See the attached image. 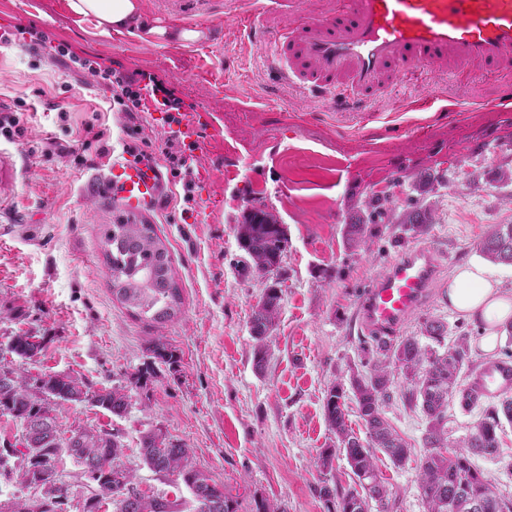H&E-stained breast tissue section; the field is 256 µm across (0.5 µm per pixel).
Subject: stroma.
I'll return each mask as SVG.
<instances>
[{"label":"stroma","mask_w":512,"mask_h":512,"mask_svg":"<svg viewBox=\"0 0 512 512\" xmlns=\"http://www.w3.org/2000/svg\"><path fill=\"white\" fill-rule=\"evenodd\" d=\"M142 5L146 20L172 29L191 21L207 31L206 40L105 34L74 17L66 0H0V31L35 27L78 55L164 76L204 113L195 209L182 213L181 188L170 184L167 201L142 215L173 257L180 311L154 324L131 315L109 289L101 227L122 211L108 195L88 194L106 160L82 142L85 124L96 118L120 137L117 115L90 77L35 64L18 43H0V106L24 100L28 128L26 137L0 138V157L14 168L0 192V353L12 336L31 331L44 338L31 373L67 374L94 391L126 388L131 407L124 417L85 402L58 403L54 414L64 432L119 430L121 461L147 497H190L139 454L142 435L159 429L189 448L193 463L239 502L240 512L261 501L280 512H325L320 481L347 488L353 475L342 458L327 474L314 465L336 443L323 415L324 392L364 362L372 338L359 323V300L402 251L430 248L437 286L401 336H421L424 320H443L450 336L468 338L479 366L501 359L511 342L502 330L499 349L484 351L483 324L450 311L446 292L451 273L470 263L485 264L512 292V265L484 262L477 250L495 225L512 224V101L500 100L512 67L397 64L385 76L386 91L364 95L361 110L349 114L311 92L307 65L296 64L300 78L293 82L274 74L288 58L242 28L248 0ZM423 96L433 100L432 110L404 109L407 99ZM455 102L463 110L452 120L443 108ZM53 140L68 143L73 155L49 152ZM423 175L434 179L426 194L417 188ZM376 196L382 202L363 241L349 243L346 224L357 205ZM420 207L433 215L424 235L405 224ZM254 208L287 230V252L268 277L240 273L236 226ZM271 285L282 291L281 308L259 370L249 320ZM157 343L175 349L179 363L155 359ZM385 416L411 450L402 467L379 461L396 510L427 512L417 482L427 420L398 390ZM473 462L512 496V425L500 456ZM57 470L70 487L64 512H83L97 485L69 456Z\"/></svg>","instance_id":"obj_1"}]
</instances>
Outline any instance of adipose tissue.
Here are the masks:
<instances>
[{
	"label": "adipose tissue",
	"mask_w": 512,
	"mask_h": 512,
	"mask_svg": "<svg viewBox=\"0 0 512 512\" xmlns=\"http://www.w3.org/2000/svg\"><path fill=\"white\" fill-rule=\"evenodd\" d=\"M72 15L95 19L102 32L131 28L151 37L168 36V28L148 24L143 18L141 0H67ZM448 305L458 314L479 320L487 327L482 338L485 351L497 344V329L512 320V296L502 291L478 265L462 266L448 281Z\"/></svg>",
	"instance_id": "adipose-tissue-1"
}]
</instances>
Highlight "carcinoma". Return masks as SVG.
<instances>
[{
	"mask_svg": "<svg viewBox=\"0 0 512 512\" xmlns=\"http://www.w3.org/2000/svg\"><path fill=\"white\" fill-rule=\"evenodd\" d=\"M411 229L425 233L431 224L427 209L419 208L409 216ZM239 247L250 258L247 272L264 274L279 270L288 246L284 227L263 210L253 211L237 225ZM102 244L110 270V291L133 314L163 325L172 320L182 304L181 288L175 278L170 250L152 224L134 217L121 216L106 225ZM480 255L493 263L512 265V224H499L478 243ZM281 301V289L271 286L255 306L250 330L256 341L255 366H263L267 354V335L275 324ZM429 340L421 344L415 336L401 340L376 339L366 372L352 371L348 382L332 384L324 396L323 410L329 429L336 434V447L325 449L315 466L322 472L333 470L335 458L347 461L356 479L369 474L373 485L346 490L323 483L316 488L327 512H394L396 501L379 472L374 450L384 452L393 465L400 467L408 459L410 448L389 424L384 407L392 388L405 384L409 405L420 407L428 420L423 438L426 454L419 465L418 484L428 512H466L462 479L467 493L486 504L482 512H512V499L496 492L495 486L471 460L473 455L495 456L499 451L503 423L512 424V396L505 395L489 404L482 418L460 441L448 435V407L454 395L470 406L478 401L472 392L460 388L462 374L474 369L470 346L465 336L451 344L447 325L436 319L423 323ZM43 342L29 341L25 331L10 340V353L22 364L36 361ZM353 396L356 411L366 429L361 439L349 427L348 396ZM88 402L122 417L131 406L130 396L119 388L90 391L79 380L66 374H32L24 367L0 365V414L19 422L32 445H17L0 452V475L12 472L9 459L19 453L23 464L39 478L41 512H57L66 490L58 483L57 461L61 454L72 457L83 473L95 482L99 494L86 504L85 512H100L105 501L116 505L117 512H177L178 503L148 499L134 487V476L118 463L124 445L119 433L106 428H83L63 436L56 418L46 416L51 403ZM141 455L156 474L172 477L191 494L189 512H237V504L224 496V488L191 460L189 449L167 440L161 430L150 431L141 439Z\"/></svg>",
	"mask_w": 512,
	"mask_h": 512,
	"instance_id": "cac0c4a2",
	"label": "carcinoma"
}]
</instances>
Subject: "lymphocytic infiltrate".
<instances>
[{"instance_id":"obj_1","label":"lymphocytic infiltrate","mask_w":512,"mask_h":512,"mask_svg":"<svg viewBox=\"0 0 512 512\" xmlns=\"http://www.w3.org/2000/svg\"><path fill=\"white\" fill-rule=\"evenodd\" d=\"M28 35L31 56L46 63L69 60L76 71L94 77L108 91L109 111L121 114L124 120L123 153L137 161H164L172 177L182 185L184 208H192L196 202L193 153L198 144L181 127L186 103L175 84L152 72L116 68L79 56L66 44H53L44 32L35 28L29 29ZM145 112L161 113L165 129L159 140L145 134L141 125V115Z\"/></svg>"}]
</instances>
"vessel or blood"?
<instances>
[{
    "mask_svg": "<svg viewBox=\"0 0 512 512\" xmlns=\"http://www.w3.org/2000/svg\"><path fill=\"white\" fill-rule=\"evenodd\" d=\"M346 16L334 26L295 19L271 32L283 48L294 29L307 30L302 51L320 77L347 75L337 95L379 89L395 63L458 68L472 61L512 58V0H345ZM129 213L155 207L164 177L157 164L113 158L103 180ZM436 276L425 247L400 254L373 279L358 306L362 327L375 336H394L424 302ZM480 397L512 392V365L484 367L469 382Z\"/></svg>",
    "mask_w": 512,
    "mask_h": 512,
    "instance_id": "1",
    "label": "vessel or blood"
}]
</instances>
